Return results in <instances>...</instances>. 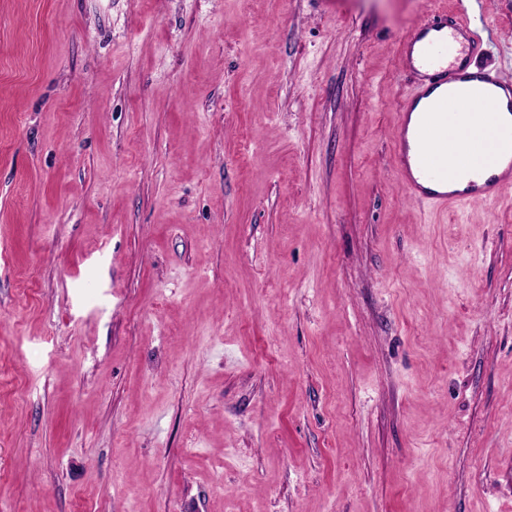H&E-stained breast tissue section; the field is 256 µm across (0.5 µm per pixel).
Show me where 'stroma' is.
<instances>
[{
    "label": "stroma",
    "mask_w": 512,
    "mask_h": 512,
    "mask_svg": "<svg viewBox=\"0 0 512 512\" xmlns=\"http://www.w3.org/2000/svg\"><path fill=\"white\" fill-rule=\"evenodd\" d=\"M458 8L0 0V512H512V192L393 159Z\"/></svg>",
    "instance_id": "35a3bbf8"
}]
</instances>
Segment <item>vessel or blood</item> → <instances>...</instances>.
Segmentation results:
<instances>
[{
    "label": "vessel or blood",
    "instance_id": "obj_1",
    "mask_svg": "<svg viewBox=\"0 0 512 512\" xmlns=\"http://www.w3.org/2000/svg\"><path fill=\"white\" fill-rule=\"evenodd\" d=\"M482 48L464 8L414 26L401 45L414 81L398 114L395 168L408 199L440 212L512 188V80L470 68Z\"/></svg>",
    "mask_w": 512,
    "mask_h": 512
}]
</instances>
